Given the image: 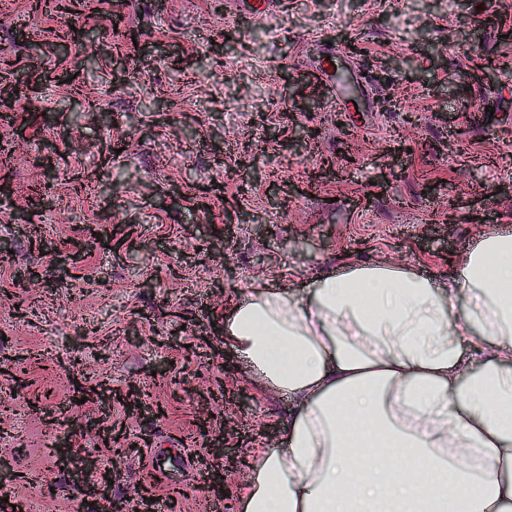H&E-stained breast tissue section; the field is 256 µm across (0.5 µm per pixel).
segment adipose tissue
<instances>
[{"label": "adipose tissue", "instance_id": "adipose-tissue-1", "mask_svg": "<svg viewBox=\"0 0 512 512\" xmlns=\"http://www.w3.org/2000/svg\"><path fill=\"white\" fill-rule=\"evenodd\" d=\"M224 341L293 402L282 446L251 459L244 512H512V233L443 280L347 262L263 286ZM464 343L482 356L465 383Z\"/></svg>", "mask_w": 512, "mask_h": 512}]
</instances>
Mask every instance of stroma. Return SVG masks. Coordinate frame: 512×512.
I'll list each match as a JSON object with an SVG mask.
<instances>
[{
	"label": "stroma",
	"instance_id": "1",
	"mask_svg": "<svg viewBox=\"0 0 512 512\" xmlns=\"http://www.w3.org/2000/svg\"><path fill=\"white\" fill-rule=\"evenodd\" d=\"M213 4L0 7V92L14 97L0 116V497L28 512H142L147 497L151 512H242L244 479L215 497L201 460L223 468L217 443L280 447L291 401L225 344L231 308L347 260L440 279L485 232H512V0ZM116 10L140 42L105 29L57 53L68 26ZM228 32L236 49L215 65ZM340 32L365 49L348 56L365 74L356 112L313 76ZM474 45L491 61L482 76ZM36 231L47 252L31 249ZM102 383L137 385L142 409L77 403L78 386ZM212 391L226 401L206 403ZM97 422L121 430L124 454ZM61 445L111 470L107 496L75 489Z\"/></svg>",
	"mask_w": 512,
	"mask_h": 512
}]
</instances>
